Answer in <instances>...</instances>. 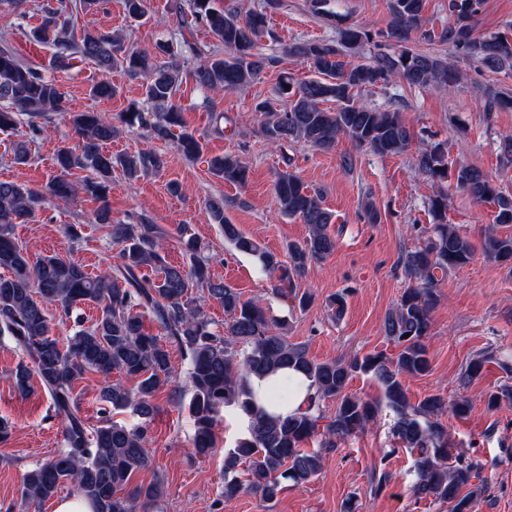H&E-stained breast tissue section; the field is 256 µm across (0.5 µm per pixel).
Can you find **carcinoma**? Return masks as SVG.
Instances as JSON below:
<instances>
[{"label": "carcinoma", "instance_id": "carcinoma-1", "mask_svg": "<svg viewBox=\"0 0 512 512\" xmlns=\"http://www.w3.org/2000/svg\"><path fill=\"white\" fill-rule=\"evenodd\" d=\"M485 0H448L451 21L441 30H423L427 0H389L391 21L381 45L371 30L362 27L337 28L335 41L293 43L286 48L290 57L302 60L311 76L300 81L288 75L279 81L285 107L272 111L265 103L255 106L263 116L261 133L275 145L302 142L329 152L338 138L346 136L358 146L381 156L407 151L412 135L398 110L380 111L358 100L360 89L385 87L402 78L415 86L451 88L460 79L448 59L420 52L410 46L420 34L455 49L469 60L490 70L512 66V36L475 35V21ZM99 0H57L41 7L40 25L33 40L54 47L51 64L67 69L74 58L93 62L101 71L123 70L142 80L145 101L151 110L133 103L122 122L146 129L151 138L174 141L176 150L193 161L202 153V143L183 123L175 96L183 83L182 66L160 63L164 54L194 61L192 76L200 87L218 92L247 87L270 64L258 52V41L267 33V14L253 10L242 16L232 9L215 6V0H190L192 22L209 30L217 48L202 52L188 39L174 48L158 43L152 50L127 42L118 31L83 28L80 35L70 29L73 16L97 9ZM372 45L378 52L366 63L346 59V50ZM394 48L387 53L382 46ZM117 87L108 79L95 82L91 96L110 99ZM332 101L330 111L322 103ZM487 112L512 109V96L497 91L488 95ZM68 118L76 138L55 155V175L36 189L13 181H0V336L8 337L27 361L11 374L19 393L25 394L35 377L50 397L53 411L61 419L62 448L23 475L25 496L41 503L55 496L66 483L87 499L93 512H153L162 491L159 485L128 489L134 472L149 466L147 426L128 428L102 419L90 423L82 414L75 394L76 383L89 372L102 378L100 400L114 410L130 409L148 422L156 412V392L168 384L172 374L170 348H177L187 362L190 411L195 420L190 446L195 456L210 457L216 448L215 428L220 412L236 408L246 420V432L224 454V500L251 493L272 501L282 491V481L298 488L311 483L323 468L320 450L333 449L337 440L363 431L375 421L381 406L393 411L392 435L396 446L410 452L412 495L449 506V512H475L486 487L482 464L459 451L450 452L444 413L463 417L473 401L466 395L445 402L438 393L413 401L404 386L406 377H423L430 372L426 339L431 335L432 313L438 302L437 289L448 273L472 260L475 246L448 223V192L439 191L429 199L428 208L437 219L424 242L404 251L399 259L407 282L399 300L382 323L387 342L396 350L357 354L317 362L302 343L288 340V320L269 315L257 300H244L237 289L211 277L204 246L194 236H182L181 244L189 263L168 261L165 232L145 218L138 224L112 219L107 196L112 174L119 169L128 178L156 173L166 164L153 151L112 154L104 150L119 135L112 118L102 112L74 110L64 92L36 67L19 59L7 44L0 45V133L15 135L13 158L17 164L29 160L26 142L46 130L49 114ZM27 121H21V116ZM415 169L440 186L453 181L455 189L478 203L495 206L494 224L482 234L485 258L512 273V195L498 189L480 168L448 161L444 143H431L418 150ZM213 176L242 187L248 181V167L231 155L209 160ZM76 170L88 176L75 186L70 176ZM280 214L299 218L308 226L301 243L288 245V261L245 235L224 216V200H213L208 211L235 251L254 256L270 279L271 294L291 301L290 310L305 311L314 301L308 291L295 286L308 266L336 250L331 233L334 215L323 204L320 192L309 189L291 173L280 174L274 182ZM84 193L101 202L94 222L108 228L117 247V262L99 274H91L78 260L60 255L32 258L14 236L17 224L35 216L42 199L51 195L73 199ZM508 228L501 233L499 228ZM210 300L224 307L227 321L218 330L204 312ZM93 304L100 310L95 322L70 336L51 335L53 319L63 324L73 308ZM153 322L158 333L145 329ZM409 337H404V334ZM497 365L512 372V361L497 349L482 352L462 373L470 383L483 375L485 366ZM292 370L303 374L313 389L307 406L286 416H272L259 408L251 389V378ZM134 381L126 387L112 382L113 373ZM358 375L378 382L381 399L365 398L348 391ZM485 407L495 411L512 404V386L501 385L482 394ZM336 401L326 417V401ZM318 441L319 450L303 445Z\"/></svg>", "mask_w": 512, "mask_h": 512}]
</instances>
